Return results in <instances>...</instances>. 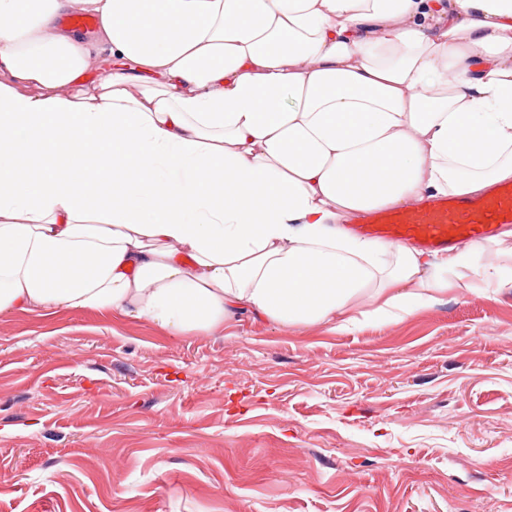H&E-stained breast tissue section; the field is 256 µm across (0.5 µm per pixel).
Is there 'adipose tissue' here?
<instances>
[{
    "label": "adipose tissue",
    "mask_w": 512,
    "mask_h": 512,
    "mask_svg": "<svg viewBox=\"0 0 512 512\" xmlns=\"http://www.w3.org/2000/svg\"><path fill=\"white\" fill-rule=\"evenodd\" d=\"M511 181L512 0H0V316L346 332L512 262L347 225Z\"/></svg>",
    "instance_id": "ef3b65f1"
}]
</instances>
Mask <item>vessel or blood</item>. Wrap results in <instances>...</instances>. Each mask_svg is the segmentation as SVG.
Masks as SVG:
<instances>
[{"label":"vessel or blood","mask_w":512,"mask_h":512,"mask_svg":"<svg viewBox=\"0 0 512 512\" xmlns=\"http://www.w3.org/2000/svg\"><path fill=\"white\" fill-rule=\"evenodd\" d=\"M504 224H512V185L479 198H435L400 211L378 212L354 230L390 244L411 241L441 250L490 240Z\"/></svg>","instance_id":"vessel-or-blood-1"}]
</instances>
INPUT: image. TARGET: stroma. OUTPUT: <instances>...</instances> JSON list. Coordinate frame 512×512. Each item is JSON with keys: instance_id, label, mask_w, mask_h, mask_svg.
Instances as JSON below:
<instances>
[{"instance_id": "1", "label": "stroma", "mask_w": 512, "mask_h": 512, "mask_svg": "<svg viewBox=\"0 0 512 512\" xmlns=\"http://www.w3.org/2000/svg\"><path fill=\"white\" fill-rule=\"evenodd\" d=\"M0 512H512V287L345 333L0 317Z\"/></svg>"}]
</instances>
